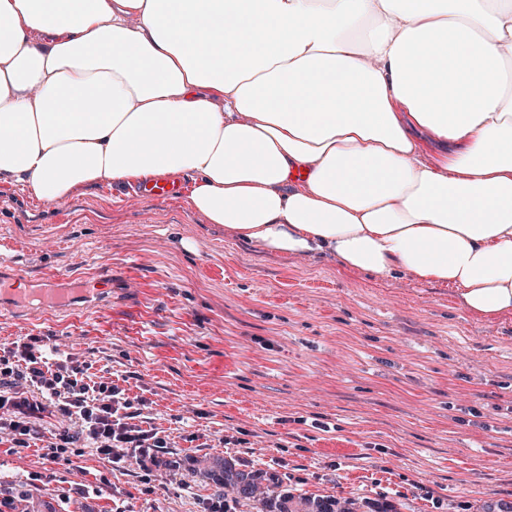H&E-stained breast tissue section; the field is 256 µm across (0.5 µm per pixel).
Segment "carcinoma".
Here are the masks:
<instances>
[{"mask_svg":"<svg viewBox=\"0 0 512 512\" xmlns=\"http://www.w3.org/2000/svg\"><path fill=\"white\" fill-rule=\"evenodd\" d=\"M199 477L234 494V501H245L257 512H352L348 504L329 497L295 495L282 487L273 473L240 469L226 458L203 461Z\"/></svg>","mask_w":512,"mask_h":512,"instance_id":"cac0c4a2","label":"carcinoma"}]
</instances>
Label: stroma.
<instances>
[{"label":"stroma","mask_w":512,"mask_h":512,"mask_svg":"<svg viewBox=\"0 0 512 512\" xmlns=\"http://www.w3.org/2000/svg\"><path fill=\"white\" fill-rule=\"evenodd\" d=\"M101 183L47 205L0 181V283L36 292L46 273L94 279L99 303L16 310L0 344L51 336L149 404L176 480L142 491V462L106 471L20 458L0 445V481L40 472L55 512H204L218 490L190 472L221 456L309 494L399 512L512 506V317L488 321L448 286L381 279L328 254L282 257L195 211L188 197L129 206ZM101 486L96 499L75 495Z\"/></svg>","instance_id":"1"}]
</instances>
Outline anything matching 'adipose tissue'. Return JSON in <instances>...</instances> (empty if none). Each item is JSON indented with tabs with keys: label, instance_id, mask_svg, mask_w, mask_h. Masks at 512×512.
I'll use <instances>...</instances> for the list:
<instances>
[{
	"label": "adipose tissue",
	"instance_id": "adipose-tissue-1",
	"mask_svg": "<svg viewBox=\"0 0 512 512\" xmlns=\"http://www.w3.org/2000/svg\"><path fill=\"white\" fill-rule=\"evenodd\" d=\"M160 175L268 252L512 316V0H0V179Z\"/></svg>",
	"mask_w": 512,
	"mask_h": 512
}]
</instances>
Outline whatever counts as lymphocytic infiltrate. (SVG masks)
Segmentation results:
<instances>
[{
	"instance_id": "f902f5d3",
	"label": "lymphocytic infiltrate",
	"mask_w": 512,
	"mask_h": 512,
	"mask_svg": "<svg viewBox=\"0 0 512 512\" xmlns=\"http://www.w3.org/2000/svg\"><path fill=\"white\" fill-rule=\"evenodd\" d=\"M37 342L31 336L0 346V444L11 454L37 446L48 463L69 464L89 448L111 465L127 451L145 456L165 447V438L145 424L146 399L93 381L87 364L48 358ZM51 417L63 425L48 433L43 424Z\"/></svg>"
}]
</instances>
